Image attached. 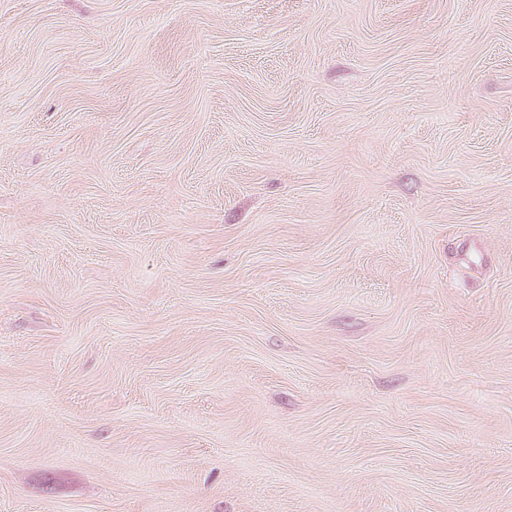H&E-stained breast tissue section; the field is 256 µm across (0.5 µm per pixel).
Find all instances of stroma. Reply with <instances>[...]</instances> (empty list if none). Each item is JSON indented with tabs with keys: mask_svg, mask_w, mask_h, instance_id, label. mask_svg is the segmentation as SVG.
Here are the masks:
<instances>
[{
	"mask_svg": "<svg viewBox=\"0 0 512 512\" xmlns=\"http://www.w3.org/2000/svg\"><path fill=\"white\" fill-rule=\"evenodd\" d=\"M0 512H512V0H0Z\"/></svg>",
	"mask_w": 512,
	"mask_h": 512,
	"instance_id": "1",
	"label": "stroma"
}]
</instances>
